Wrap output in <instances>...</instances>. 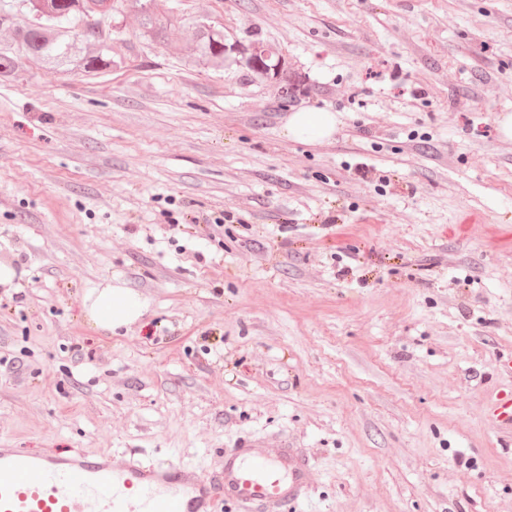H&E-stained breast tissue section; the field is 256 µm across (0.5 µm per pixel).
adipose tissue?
<instances>
[{
    "label": "adipose tissue",
    "instance_id": "ef3b65f1",
    "mask_svg": "<svg viewBox=\"0 0 512 512\" xmlns=\"http://www.w3.org/2000/svg\"><path fill=\"white\" fill-rule=\"evenodd\" d=\"M339 122L336 113L324 109H307L292 113L285 123L284 137L314 143L330 138ZM147 300L121 284H108L87 291L85 315L90 328L115 331L141 318Z\"/></svg>",
    "mask_w": 512,
    "mask_h": 512
}]
</instances>
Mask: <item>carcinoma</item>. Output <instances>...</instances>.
Returning <instances> with one entry per match:
<instances>
[{
    "label": "carcinoma",
    "mask_w": 512,
    "mask_h": 512,
    "mask_svg": "<svg viewBox=\"0 0 512 512\" xmlns=\"http://www.w3.org/2000/svg\"><path fill=\"white\" fill-rule=\"evenodd\" d=\"M34 21L21 23L13 8L0 3V29L11 34V44L0 48V78L15 75L27 60L43 62L55 69L99 72L120 68L125 57L110 52L101 40L98 24L91 14L106 0H21ZM136 13L141 37L166 43L179 18L158 0H126ZM198 58L203 62L236 66L254 76H267L285 67L279 51L261 40L232 54L224 43V32L213 29L205 21L196 23Z\"/></svg>",
    "instance_id": "1"
}]
</instances>
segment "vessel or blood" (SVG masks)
<instances>
[{"mask_svg":"<svg viewBox=\"0 0 512 512\" xmlns=\"http://www.w3.org/2000/svg\"><path fill=\"white\" fill-rule=\"evenodd\" d=\"M492 417L512 430V391L496 396ZM310 462L296 448L267 456L243 438L224 451L215 476L130 457L113 465L103 452L30 456L0 448V512H216L235 501L240 512H280L309 493Z\"/></svg>","mask_w":512,"mask_h":512,"instance_id":"vessel-or-blood-1","label":"vessel or blood"}]
</instances>
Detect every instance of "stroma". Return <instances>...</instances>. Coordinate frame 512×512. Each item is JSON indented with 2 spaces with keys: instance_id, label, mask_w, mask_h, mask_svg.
<instances>
[{
  "instance_id": "1",
  "label": "stroma",
  "mask_w": 512,
  "mask_h": 512,
  "mask_svg": "<svg viewBox=\"0 0 512 512\" xmlns=\"http://www.w3.org/2000/svg\"><path fill=\"white\" fill-rule=\"evenodd\" d=\"M125 68L0 81V448L221 472L310 458L286 512H512V0H166ZM302 85L195 59V23ZM337 114L317 143L282 136ZM120 282L144 316L91 329ZM130 11L136 13L139 34L146 40L166 43L171 31L180 23L172 10L158 0H126ZM338 122L336 113L324 109L293 112L282 128V135L300 142H320L334 134ZM148 302L121 284L92 288L85 297V315L90 328L115 331L141 318ZM492 417L499 425L508 431L512 430V391L503 392L496 396L490 406Z\"/></svg>"
}]
</instances>
